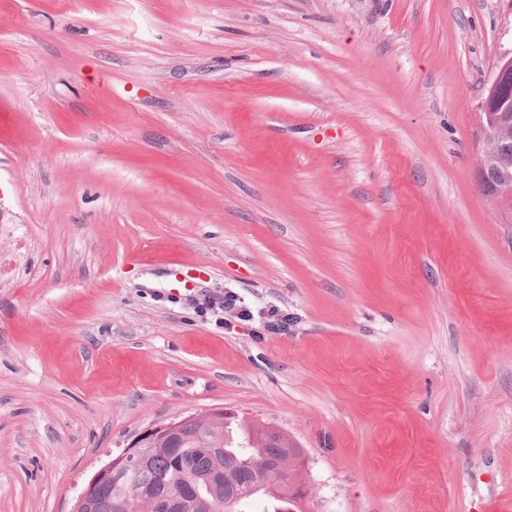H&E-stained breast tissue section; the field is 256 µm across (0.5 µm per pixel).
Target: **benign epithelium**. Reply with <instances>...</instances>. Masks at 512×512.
<instances>
[{"mask_svg":"<svg viewBox=\"0 0 512 512\" xmlns=\"http://www.w3.org/2000/svg\"><path fill=\"white\" fill-rule=\"evenodd\" d=\"M511 81L512 53L505 52L498 58L478 104L482 135L476 145L475 167V177L482 194L491 202L497 214L504 217L506 223L512 221V182L502 179L498 161L502 149L512 143V120L493 122L491 113L506 115L512 112V92L506 89ZM195 419L197 416L192 414L156 424L137 436L131 447L139 448L153 438L178 439L182 436L185 424Z\"/></svg>","mask_w":512,"mask_h":512,"instance_id":"7a95c632","label":"benign epithelium"}]
</instances>
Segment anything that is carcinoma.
Masks as SVG:
<instances>
[{"mask_svg": "<svg viewBox=\"0 0 512 512\" xmlns=\"http://www.w3.org/2000/svg\"><path fill=\"white\" fill-rule=\"evenodd\" d=\"M112 477L91 478L94 512H166L178 490V512H240V505L262 496L270 512H291L307 498L299 478L303 451L281 433L235 419L213 425L199 419L188 425L175 448L155 444L108 462Z\"/></svg>", "mask_w": 512, "mask_h": 512, "instance_id": "carcinoma-1", "label": "carcinoma"}]
</instances>
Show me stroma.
<instances>
[{"label":"stroma","mask_w":512,"mask_h":512,"mask_svg":"<svg viewBox=\"0 0 512 512\" xmlns=\"http://www.w3.org/2000/svg\"><path fill=\"white\" fill-rule=\"evenodd\" d=\"M510 49L512 0H0V512L215 409L304 450V512L494 507L512 223L475 113ZM228 291L287 331L224 329Z\"/></svg>","instance_id":"stroma-1"}]
</instances>
